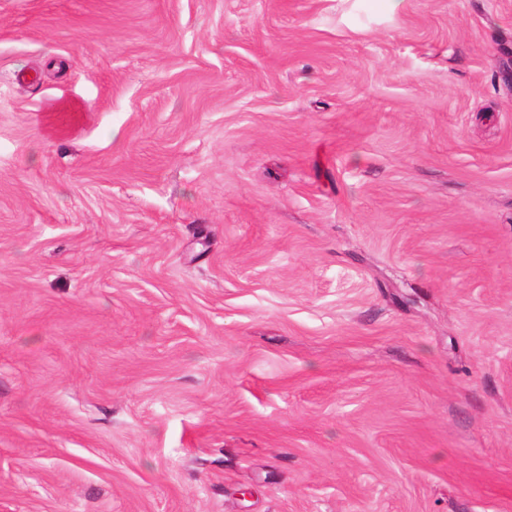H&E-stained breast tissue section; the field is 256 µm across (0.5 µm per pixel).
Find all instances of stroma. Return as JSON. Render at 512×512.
I'll list each match as a JSON object with an SVG mask.
<instances>
[{"mask_svg":"<svg viewBox=\"0 0 512 512\" xmlns=\"http://www.w3.org/2000/svg\"><path fill=\"white\" fill-rule=\"evenodd\" d=\"M0 512H512V0H0Z\"/></svg>","mask_w":512,"mask_h":512,"instance_id":"stroma-1","label":"stroma"}]
</instances>
